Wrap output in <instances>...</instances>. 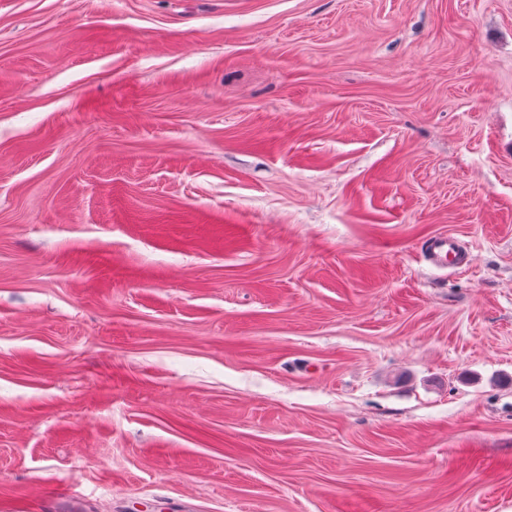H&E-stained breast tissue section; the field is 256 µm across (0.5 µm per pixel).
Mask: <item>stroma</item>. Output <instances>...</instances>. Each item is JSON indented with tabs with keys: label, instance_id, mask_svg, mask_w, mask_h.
<instances>
[{
	"label": "stroma",
	"instance_id": "obj_1",
	"mask_svg": "<svg viewBox=\"0 0 512 512\" xmlns=\"http://www.w3.org/2000/svg\"><path fill=\"white\" fill-rule=\"evenodd\" d=\"M59 486L512 512V0H0V512ZM432 263L439 269H447L459 263L461 259L460 243L449 236H438L427 247Z\"/></svg>",
	"mask_w": 512,
	"mask_h": 512
}]
</instances>
